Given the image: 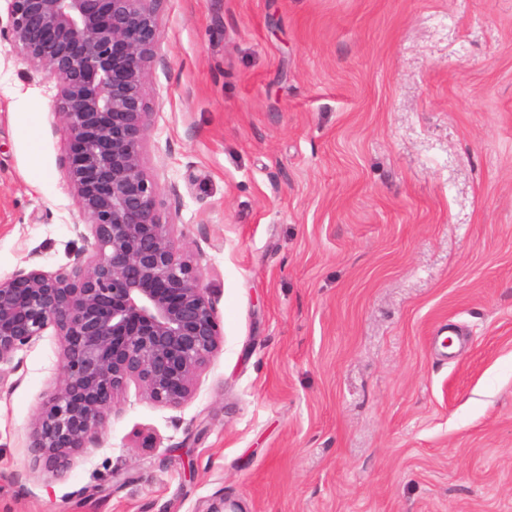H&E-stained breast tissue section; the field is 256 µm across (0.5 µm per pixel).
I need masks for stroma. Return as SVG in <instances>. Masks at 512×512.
Returning <instances> with one entry per match:
<instances>
[{
  "label": "stroma",
  "mask_w": 512,
  "mask_h": 512,
  "mask_svg": "<svg viewBox=\"0 0 512 512\" xmlns=\"http://www.w3.org/2000/svg\"><path fill=\"white\" fill-rule=\"evenodd\" d=\"M146 169L224 337L52 478L53 330L0 381V512H512V0H158ZM58 80L0 0V276L82 248Z\"/></svg>",
  "instance_id": "35a3bbf8"
}]
</instances>
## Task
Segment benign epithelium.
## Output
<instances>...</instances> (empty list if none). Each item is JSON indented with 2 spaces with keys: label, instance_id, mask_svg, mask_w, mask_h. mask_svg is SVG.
Segmentation results:
<instances>
[{
  "label": "benign epithelium",
  "instance_id": "benign-epithelium-1",
  "mask_svg": "<svg viewBox=\"0 0 512 512\" xmlns=\"http://www.w3.org/2000/svg\"><path fill=\"white\" fill-rule=\"evenodd\" d=\"M7 2L11 51L59 81L74 230L90 243L68 272L0 277V373L48 328L61 342V377L27 445L36 467L61 478L130 384L174 409L191 399L223 334L145 166L157 0Z\"/></svg>",
  "mask_w": 512,
  "mask_h": 512
}]
</instances>
